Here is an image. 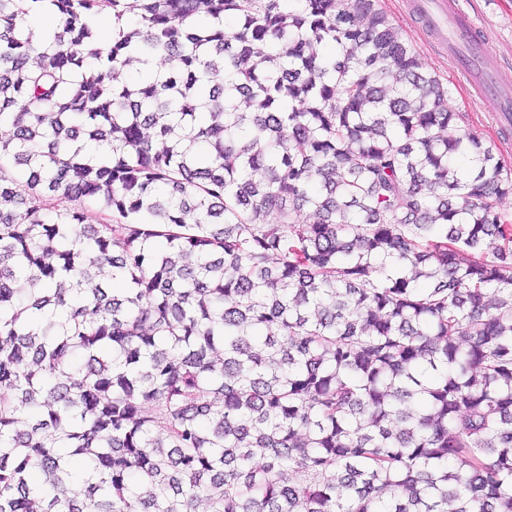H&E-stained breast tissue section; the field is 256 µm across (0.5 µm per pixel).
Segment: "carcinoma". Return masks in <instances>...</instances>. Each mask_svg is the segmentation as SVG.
Returning a JSON list of instances; mask_svg holds the SVG:
<instances>
[{"instance_id":"carcinoma-1","label":"carcinoma","mask_w":512,"mask_h":512,"mask_svg":"<svg viewBox=\"0 0 512 512\" xmlns=\"http://www.w3.org/2000/svg\"><path fill=\"white\" fill-rule=\"evenodd\" d=\"M447 98L378 0H0V512H512V168Z\"/></svg>"}]
</instances>
